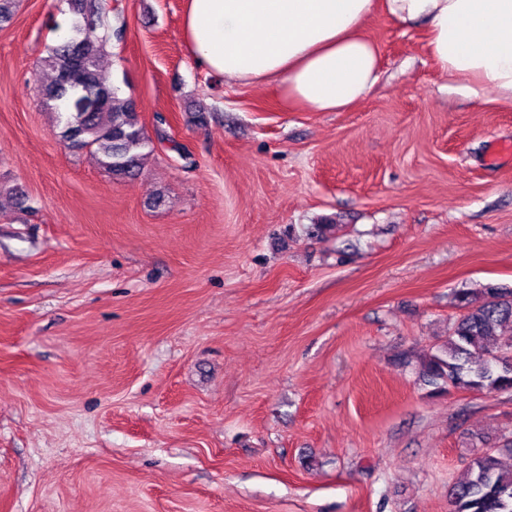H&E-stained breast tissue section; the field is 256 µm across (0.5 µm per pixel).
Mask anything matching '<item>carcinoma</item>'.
I'll list each match as a JSON object with an SVG mask.
<instances>
[{
    "instance_id": "obj_1",
    "label": "carcinoma",
    "mask_w": 512,
    "mask_h": 512,
    "mask_svg": "<svg viewBox=\"0 0 512 512\" xmlns=\"http://www.w3.org/2000/svg\"><path fill=\"white\" fill-rule=\"evenodd\" d=\"M70 36L47 48L41 63L53 72L40 89L46 106L58 114L59 137L69 146L90 149L114 181L135 177L143 150L152 142L133 103L117 102L99 70V57L112 45L114 31L104 0H68ZM459 314L446 343L427 354L422 375L435 392L511 393L512 371L495 367V359L512 355V343L500 340V329L512 324V288L488 283L458 295ZM503 448L474 454L462 479L449 492V512H512V470Z\"/></svg>"
}]
</instances>
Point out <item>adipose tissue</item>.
Here are the masks:
<instances>
[{
    "label": "adipose tissue",
    "mask_w": 512,
    "mask_h": 512,
    "mask_svg": "<svg viewBox=\"0 0 512 512\" xmlns=\"http://www.w3.org/2000/svg\"><path fill=\"white\" fill-rule=\"evenodd\" d=\"M379 9L404 27L426 24L428 53L449 79L512 101V0H185L181 30L207 73L339 112L379 80L378 47L363 33Z\"/></svg>",
    "instance_id": "1"
}]
</instances>
